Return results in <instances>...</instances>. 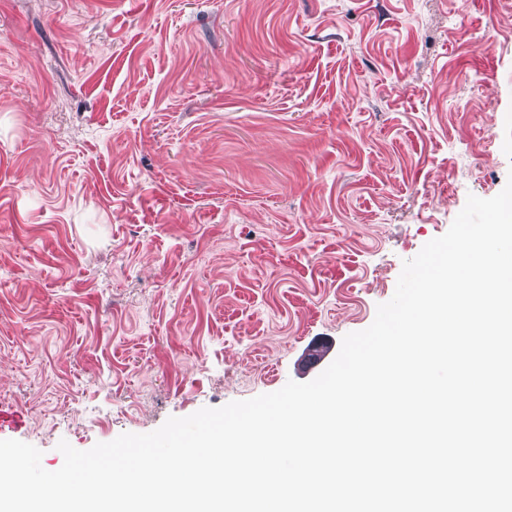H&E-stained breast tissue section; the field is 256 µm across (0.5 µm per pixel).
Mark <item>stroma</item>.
<instances>
[{
  "label": "stroma",
  "instance_id": "1",
  "mask_svg": "<svg viewBox=\"0 0 512 512\" xmlns=\"http://www.w3.org/2000/svg\"><path fill=\"white\" fill-rule=\"evenodd\" d=\"M512 174V0H0V440L320 373Z\"/></svg>",
  "mask_w": 512,
  "mask_h": 512
}]
</instances>
